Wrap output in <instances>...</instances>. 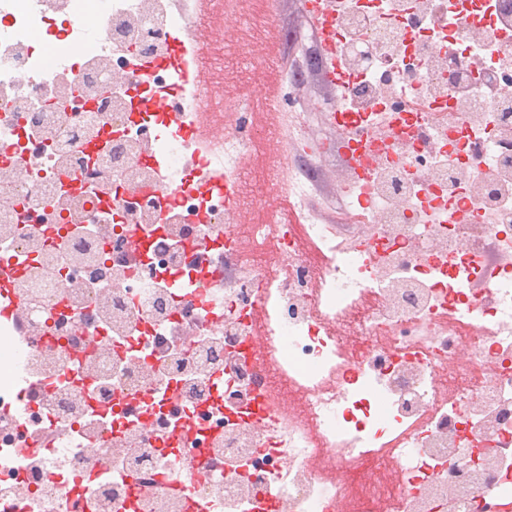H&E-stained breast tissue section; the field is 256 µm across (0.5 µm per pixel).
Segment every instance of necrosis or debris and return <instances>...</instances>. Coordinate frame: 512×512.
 <instances>
[{
    "instance_id": "4bbe7bcc",
    "label": "necrosis or debris",
    "mask_w": 512,
    "mask_h": 512,
    "mask_svg": "<svg viewBox=\"0 0 512 512\" xmlns=\"http://www.w3.org/2000/svg\"><path fill=\"white\" fill-rule=\"evenodd\" d=\"M327 2L328 94L292 64L264 101L332 137L261 127L253 78L191 93L200 151L157 103L178 74L138 81L141 61L175 24L205 73L216 49L249 54L244 27L286 42L275 8L0 0V512H266L272 492L277 512L512 507V0ZM51 33L72 55L49 66ZM97 131L112 149L90 164ZM261 137L279 154L226 217L206 166L243 183ZM316 143L369 160L336 170L359 255L302 201Z\"/></svg>"
}]
</instances>
